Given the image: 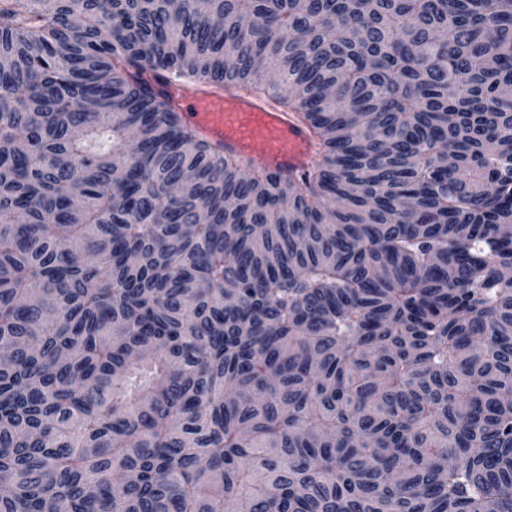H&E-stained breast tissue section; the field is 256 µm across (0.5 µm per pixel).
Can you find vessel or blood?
Returning a JSON list of instances; mask_svg holds the SVG:
<instances>
[{
    "instance_id": "vessel-or-blood-1",
    "label": "vessel or blood",
    "mask_w": 512,
    "mask_h": 512,
    "mask_svg": "<svg viewBox=\"0 0 512 512\" xmlns=\"http://www.w3.org/2000/svg\"><path fill=\"white\" fill-rule=\"evenodd\" d=\"M166 91L179 111L196 118L205 139L272 171L299 172L312 153L309 131L291 114L272 110L262 100L230 88L215 92L178 81L168 83Z\"/></svg>"
}]
</instances>
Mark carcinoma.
Here are the masks:
<instances>
[{
	"label": "carcinoma",
	"mask_w": 512,
	"mask_h": 512,
	"mask_svg": "<svg viewBox=\"0 0 512 512\" xmlns=\"http://www.w3.org/2000/svg\"><path fill=\"white\" fill-rule=\"evenodd\" d=\"M509 270L512 0H0V512H512ZM166 92L201 135L224 144L264 167L288 175L301 171L312 153L309 131L288 112L270 109L266 102L248 98L230 88L215 92L174 81ZM225 105L228 109L225 110ZM198 115V121L192 120Z\"/></svg>",
	"instance_id": "carcinoma-1"
}]
</instances>
